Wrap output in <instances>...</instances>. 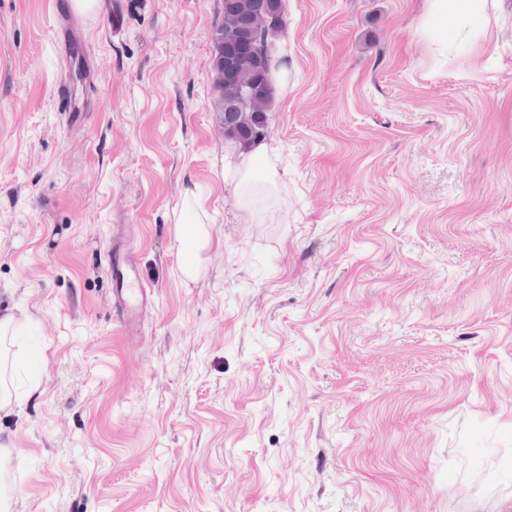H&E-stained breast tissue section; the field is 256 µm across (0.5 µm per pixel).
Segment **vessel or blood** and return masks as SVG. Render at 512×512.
<instances>
[{
    "instance_id": "obj_1",
    "label": "vessel or blood",
    "mask_w": 512,
    "mask_h": 512,
    "mask_svg": "<svg viewBox=\"0 0 512 512\" xmlns=\"http://www.w3.org/2000/svg\"><path fill=\"white\" fill-rule=\"evenodd\" d=\"M53 37L62 55L71 53L77 14L71 0H59ZM106 279L111 287L112 308L127 329H134L153 301L154 293L140 278L138 266L124 237L113 236L106 259Z\"/></svg>"
}]
</instances>
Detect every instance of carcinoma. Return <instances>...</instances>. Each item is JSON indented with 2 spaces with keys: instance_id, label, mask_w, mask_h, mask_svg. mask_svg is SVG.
<instances>
[{
  "instance_id": "cac0c4a2",
  "label": "carcinoma",
  "mask_w": 512,
  "mask_h": 512,
  "mask_svg": "<svg viewBox=\"0 0 512 512\" xmlns=\"http://www.w3.org/2000/svg\"><path fill=\"white\" fill-rule=\"evenodd\" d=\"M285 20L284 0H221L220 20L212 29L216 89L229 82L248 93L261 85L274 66L275 37ZM274 96L273 85L255 104L235 107L217 96L214 107L224 138L242 150L265 139Z\"/></svg>"
}]
</instances>
